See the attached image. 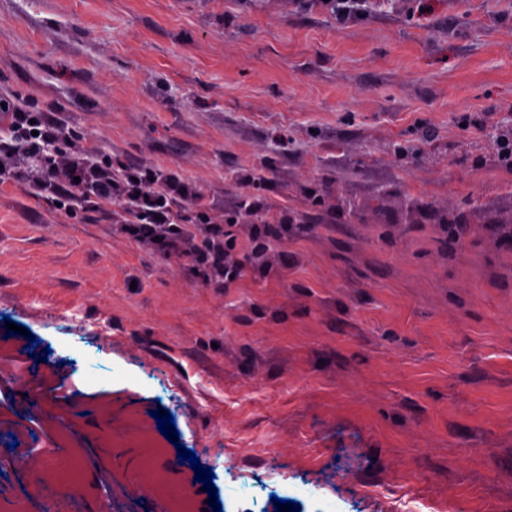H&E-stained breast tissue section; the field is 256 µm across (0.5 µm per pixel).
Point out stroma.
Segmentation results:
<instances>
[{
	"label": "stroma",
	"instance_id": "stroma-1",
	"mask_svg": "<svg viewBox=\"0 0 512 512\" xmlns=\"http://www.w3.org/2000/svg\"><path fill=\"white\" fill-rule=\"evenodd\" d=\"M359 2L0 0V98L65 136L52 174L0 156V443L54 451L0 468V512L77 454L62 512L102 478L157 512L181 446L206 512H512V0ZM102 154L288 230L204 281L121 201L55 207Z\"/></svg>",
	"mask_w": 512,
	"mask_h": 512
}]
</instances>
